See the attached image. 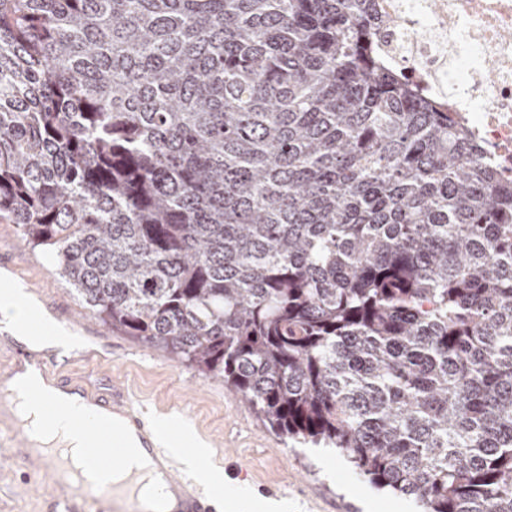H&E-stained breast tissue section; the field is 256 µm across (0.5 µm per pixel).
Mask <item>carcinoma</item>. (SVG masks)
I'll list each match as a JSON object with an SVG mask.
<instances>
[{"mask_svg": "<svg viewBox=\"0 0 512 512\" xmlns=\"http://www.w3.org/2000/svg\"><path fill=\"white\" fill-rule=\"evenodd\" d=\"M370 0H0V223L112 329L422 512H512V184Z\"/></svg>", "mask_w": 512, "mask_h": 512, "instance_id": "obj_1", "label": "carcinoma"}]
</instances>
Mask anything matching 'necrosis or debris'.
I'll return each mask as SVG.
<instances>
[{"instance_id": "1", "label": "necrosis or debris", "mask_w": 512, "mask_h": 512, "mask_svg": "<svg viewBox=\"0 0 512 512\" xmlns=\"http://www.w3.org/2000/svg\"><path fill=\"white\" fill-rule=\"evenodd\" d=\"M373 49L512 181V0H373Z\"/></svg>"}]
</instances>
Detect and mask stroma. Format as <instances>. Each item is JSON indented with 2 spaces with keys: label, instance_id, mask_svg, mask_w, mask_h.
Wrapping results in <instances>:
<instances>
[{
  "label": "stroma",
  "instance_id": "stroma-1",
  "mask_svg": "<svg viewBox=\"0 0 512 512\" xmlns=\"http://www.w3.org/2000/svg\"><path fill=\"white\" fill-rule=\"evenodd\" d=\"M24 288L53 321L73 318L79 343L63 369L74 384L102 392L123 385L152 419L194 426L214 453L213 471L288 512H417L411 500L376 491L329 448H293L222 379L202 375L158 349L102 325L25 245L16 225L0 224V277ZM52 473L0 455V512H50Z\"/></svg>",
  "mask_w": 512,
  "mask_h": 512
}]
</instances>
